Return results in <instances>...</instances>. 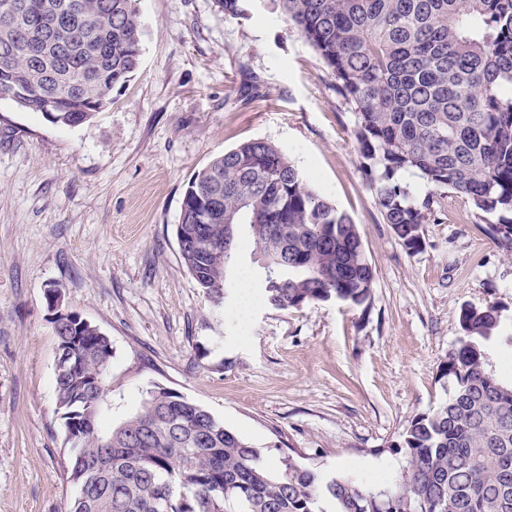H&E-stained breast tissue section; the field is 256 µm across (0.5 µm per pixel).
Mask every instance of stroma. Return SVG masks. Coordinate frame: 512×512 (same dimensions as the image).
<instances>
[{"mask_svg":"<svg viewBox=\"0 0 512 512\" xmlns=\"http://www.w3.org/2000/svg\"><path fill=\"white\" fill-rule=\"evenodd\" d=\"M137 0L142 56L111 104L75 127L0 98V512H70V447L56 411L57 313L112 342L102 424L147 389L196 402L258 448L369 484L401 477L395 451L418 414L447 400L438 366L462 335V307L496 308L487 354L512 380V256L496 214L442 196L407 252L364 173L355 116L279 0ZM262 139L355 221L374 271L367 308L328 301L282 310L199 288L176 226L192 175ZM61 291L59 308L49 288Z\"/></svg>","mask_w":512,"mask_h":512,"instance_id":"35a3bbf8","label":"stroma"}]
</instances>
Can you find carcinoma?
<instances>
[{
	"label": "carcinoma",
	"instance_id": "obj_1",
	"mask_svg": "<svg viewBox=\"0 0 512 512\" xmlns=\"http://www.w3.org/2000/svg\"><path fill=\"white\" fill-rule=\"evenodd\" d=\"M69 30L32 33L31 58L0 25V98L30 88L23 109L77 126L112 101L101 86L125 84L142 55L136 0H28L48 20L77 2ZM356 115L355 135L386 223L409 252L436 220V195H411L416 173L479 213L499 212L494 236L512 252V0H280ZM184 265L205 293L224 298L239 242L259 254L269 303L280 308L371 297L373 268L357 225L317 193L274 144L253 140L214 158L184 193ZM239 226L230 247L224 225ZM494 308L464 307L463 336L439 367L448 401L417 415L395 445L401 480L369 486L326 476L285 456L278 471L260 450L181 394L156 386L108 431L98 426L112 344L67 314L55 328L56 405L93 427L66 435L71 512H512V382L498 378L484 342L498 329Z\"/></svg>",
	"mask_w": 512,
	"mask_h": 512
}]
</instances>
